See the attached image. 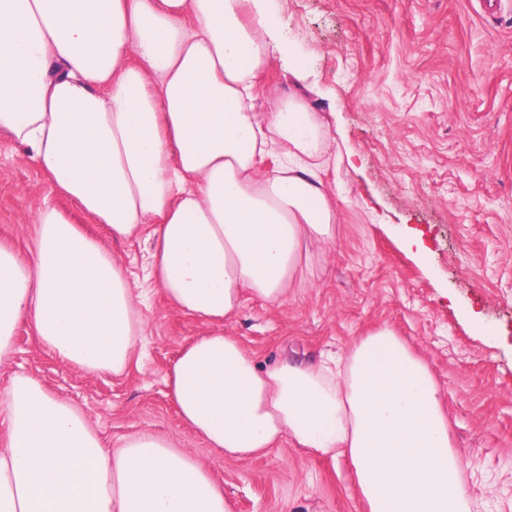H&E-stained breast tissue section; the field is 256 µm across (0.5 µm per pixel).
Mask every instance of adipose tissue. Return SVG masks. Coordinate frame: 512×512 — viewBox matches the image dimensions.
I'll list each match as a JSON object with an SVG mask.
<instances>
[{
	"mask_svg": "<svg viewBox=\"0 0 512 512\" xmlns=\"http://www.w3.org/2000/svg\"><path fill=\"white\" fill-rule=\"evenodd\" d=\"M248 0H0V131L117 240H154L151 275L213 331L166 384L184 423L236 459L283 437L351 464L366 512H472L439 384L389 327L341 357L260 365L225 318L278 307L332 242L327 133L305 98L255 108L275 48ZM274 168H266V160ZM27 258L0 245V364L32 322L48 350L123 373L148 324L121 264L44 204ZM0 424V512H235L164 438L105 447L85 414L16 376Z\"/></svg>",
	"mask_w": 512,
	"mask_h": 512,
	"instance_id": "adipose-tissue-1",
	"label": "adipose tissue"
}]
</instances>
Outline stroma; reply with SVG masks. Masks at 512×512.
Returning a JSON list of instances; mask_svg holds the SVG:
<instances>
[{
	"mask_svg": "<svg viewBox=\"0 0 512 512\" xmlns=\"http://www.w3.org/2000/svg\"><path fill=\"white\" fill-rule=\"evenodd\" d=\"M277 45L259 111L306 96L340 157L322 173L336 239L312 246L288 301L245 299L224 322L263 365L347 353L389 326L437 379L475 512H512V0H261ZM53 201L148 291L149 333L128 370L91 373L18 329L0 366L38 381L88 417L106 447L128 435L170 440L203 464L236 512H365L352 466L283 439L234 460L184 425L166 374L209 326L168 303L148 277L151 245L112 239L0 135V243L35 244ZM422 233L425 251L410 249Z\"/></svg>",
	"mask_w": 512,
	"mask_h": 512,
	"instance_id": "obj_1",
	"label": "stroma"
}]
</instances>
